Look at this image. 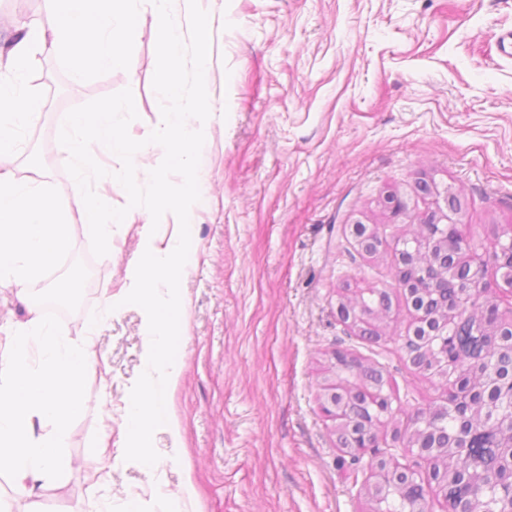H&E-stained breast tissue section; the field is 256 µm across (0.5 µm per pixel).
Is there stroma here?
Wrapping results in <instances>:
<instances>
[{
	"label": "stroma",
	"instance_id": "35a3bbf8",
	"mask_svg": "<svg viewBox=\"0 0 512 512\" xmlns=\"http://www.w3.org/2000/svg\"><path fill=\"white\" fill-rule=\"evenodd\" d=\"M210 19L204 127L205 200L191 220L182 371L171 401L181 433L153 435L154 467L121 461L130 390L145 369L143 310L124 304L142 252L143 210L112 229L97 258L80 214L70 260L89 278L62 329L82 341L91 314L118 302L96 338L81 415L65 451L71 467L28 497L0 475L10 512H365L370 464L429 466L378 431L359 461L339 449L336 420L320 410L336 351L368 358L393 387L399 418L442 402L445 387L406 360L412 313L391 263L414 225L453 215L478 251L512 225V0H199ZM45 0H0V46ZM153 12L138 18L135 76L111 71L78 81L57 56L38 54L31 87L41 120L0 164L22 182L49 175L62 198L78 194L62 166L67 111L131 89L145 139L160 101ZM378 227L376 255L352 227ZM391 292L385 337L362 339L340 320L344 291ZM192 463L185 492L183 463Z\"/></svg>",
	"mask_w": 512,
	"mask_h": 512
}]
</instances>
